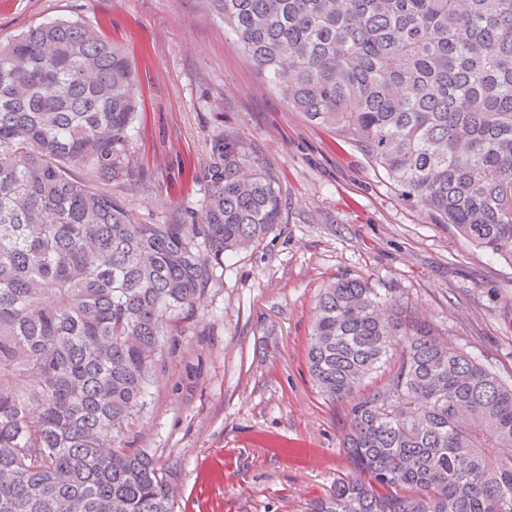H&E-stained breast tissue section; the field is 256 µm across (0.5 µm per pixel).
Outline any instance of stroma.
<instances>
[{"mask_svg":"<svg viewBox=\"0 0 512 512\" xmlns=\"http://www.w3.org/2000/svg\"><path fill=\"white\" fill-rule=\"evenodd\" d=\"M83 20L139 83L134 175L112 192L144 224H177L229 133L280 188L282 222L224 258L193 334L167 356L135 447L169 471L173 512H306L350 463L347 405L312 382L307 347L340 275L395 288L448 340L512 382V264L400 195L329 128L289 109L201 0H0V44Z\"/></svg>","mask_w":512,"mask_h":512,"instance_id":"stroma-1","label":"stroma"}]
</instances>
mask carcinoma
<instances>
[{
	"instance_id": "1",
	"label": "carcinoma",
	"mask_w": 512,
	"mask_h": 512,
	"mask_svg": "<svg viewBox=\"0 0 512 512\" xmlns=\"http://www.w3.org/2000/svg\"><path fill=\"white\" fill-rule=\"evenodd\" d=\"M288 107L407 200L512 263V0H202ZM124 51L84 21L0 45V512H172L128 448L224 254L281 223L268 170L219 136L180 224H141ZM309 373L353 399L351 469L307 512H512V384L394 288L319 297Z\"/></svg>"
}]
</instances>
